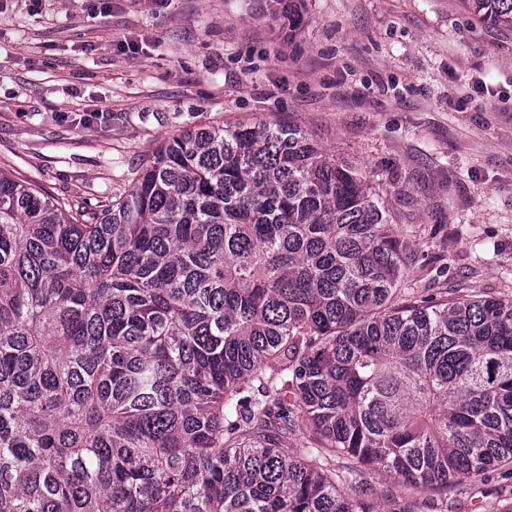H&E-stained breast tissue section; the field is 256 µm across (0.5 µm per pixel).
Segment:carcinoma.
I'll list each match as a JSON object with an SVG mask.
<instances>
[{"mask_svg":"<svg viewBox=\"0 0 512 512\" xmlns=\"http://www.w3.org/2000/svg\"><path fill=\"white\" fill-rule=\"evenodd\" d=\"M403 252L291 126L184 129L91 212L0 171V512H378L366 468L416 512L512 467V299L396 304Z\"/></svg>","mask_w":512,"mask_h":512,"instance_id":"carcinoma-1","label":"carcinoma"}]
</instances>
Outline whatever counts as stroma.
Returning <instances> with one entry per match:
<instances>
[{
  "label": "stroma",
  "mask_w": 512,
  "mask_h": 512,
  "mask_svg": "<svg viewBox=\"0 0 512 512\" xmlns=\"http://www.w3.org/2000/svg\"><path fill=\"white\" fill-rule=\"evenodd\" d=\"M0 0V169L94 209L211 121L300 127L384 186L409 297L512 298V28L461 0ZM419 512L512 504V478Z\"/></svg>",
  "instance_id": "stroma-1"
}]
</instances>
